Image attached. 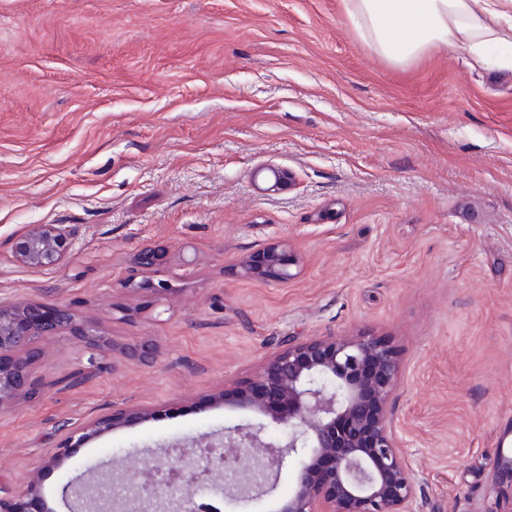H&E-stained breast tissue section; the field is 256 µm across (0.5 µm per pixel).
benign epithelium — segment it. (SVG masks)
<instances>
[{
	"label": "benign epithelium",
	"instance_id": "1",
	"mask_svg": "<svg viewBox=\"0 0 512 512\" xmlns=\"http://www.w3.org/2000/svg\"><path fill=\"white\" fill-rule=\"evenodd\" d=\"M15 257L30 267L60 264L66 257L68 235L60 224H31L13 244ZM281 245L269 244L240 262L248 278L285 281L292 277ZM67 333L92 348L101 340L64 308H47L29 300L0 305V401L21 390L34 396L46 385L32 375V344L39 336ZM401 377L396 350L373 336H313L282 340L264 363L258 378L235 391L234 403L257 413L265 423L224 428L219 443L207 448H237L219 453L226 490L242 498L274 489L273 478L298 461L293 488L274 512H413L416 484L390 419L389 404ZM146 413L106 415L92 425L70 431L88 439L110 427L139 421ZM288 432L285 441L268 437V430ZM145 466L160 473L153 484L138 474L127 486L139 508L201 512L192 490L212 489L195 452L183 451L173 460L146 458ZM489 496L481 512H512V454H498L488 472ZM33 486L4 499L0 512H31ZM112 507V499L89 486L75 491Z\"/></svg>",
	"mask_w": 512,
	"mask_h": 512
}]
</instances>
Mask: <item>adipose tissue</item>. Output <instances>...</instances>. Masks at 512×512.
I'll use <instances>...</instances> for the list:
<instances>
[{"label":"adipose tissue","mask_w":512,"mask_h":512,"mask_svg":"<svg viewBox=\"0 0 512 512\" xmlns=\"http://www.w3.org/2000/svg\"><path fill=\"white\" fill-rule=\"evenodd\" d=\"M375 51L403 64L436 46L452 48L471 69L493 47L512 46V0H343Z\"/></svg>","instance_id":"adipose-tissue-1"}]
</instances>
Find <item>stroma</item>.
I'll return each mask as SVG.
<instances>
[{
    "label": "stroma",
    "mask_w": 512,
    "mask_h": 512,
    "mask_svg": "<svg viewBox=\"0 0 512 512\" xmlns=\"http://www.w3.org/2000/svg\"><path fill=\"white\" fill-rule=\"evenodd\" d=\"M31 224L67 227L62 264L16 259ZM271 243L291 278L244 277ZM21 299L103 346L37 340L56 386L0 404L2 497L121 486L129 456L259 423L213 397L281 340L366 334L399 352L414 512H481L512 448V68L445 47L392 64L342 0H0V304ZM143 342L153 364L130 355ZM292 476L221 512H273ZM146 416L147 414L145 412L140 411L131 412L124 415H115L112 413V415H106L98 418L89 427L71 430L69 438L71 439L79 434L81 439H88L110 427L115 428L119 425H124L129 422L139 421L144 419Z\"/></svg>",
    "instance_id": "obj_1"
}]
</instances>
